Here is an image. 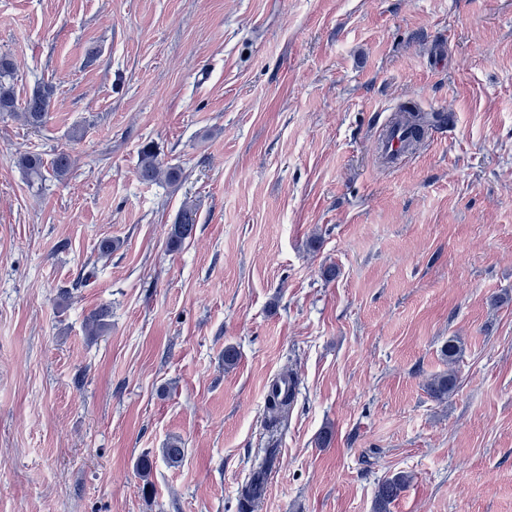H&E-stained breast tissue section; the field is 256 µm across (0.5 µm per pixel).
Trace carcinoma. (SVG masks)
<instances>
[{"instance_id":"cac0c4a2","label":"carcinoma","mask_w":512,"mask_h":512,"mask_svg":"<svg viewBox=\"0 0 512 512\" xmlns=\"http://www.w3.org/2000/svg\"><path fill=\"white\" fill-rule=\"evenodd\" d=\"M15 64L11 57L0 55V114L9 113L20 119L25 125L40 128L46 124L54 87L48 83H41L26 93L23 103H17V96L14 84ZM16 166L21 170L29 183L43 181V160L37 154L23 153L15 160ZM73 162L68 152L62 150L56 154L51 162V169L55 176L64 177L72 169ZM139 180L146 184L157 183L165 180L169 183H176L182 177V171L175 166L165 164L159 154L150 143L144 144L139 150L137 165ZM196 213L188 206H185L178 213L174 224L171 225L168 233L167 244L172 249H177L192 237L195 230ZM110 310L107 307H100L90 312L86 320V327L89 333L98 335L108 329ZM462 355L460 343L454 339L448 340L442 349L444 361L450 369L431 376L428 379L425 389L429 397L435 401L443 402L455 391L456 375L453 366L459 361ZM293 374H282L272 384L267 400L266 414L268 422L277 426L288 421L294 403L292 389L284 387V384L293 380ZM277 457V449H266V456L254 470L253 476L248 484L241 490V512H251L255 502L261 497L268 477ZM412 476L406 472H397L383 479L376 490L374 500V512H391V505L394 504L401 494L407 489Z\"/></svg>"}]
</instances>
